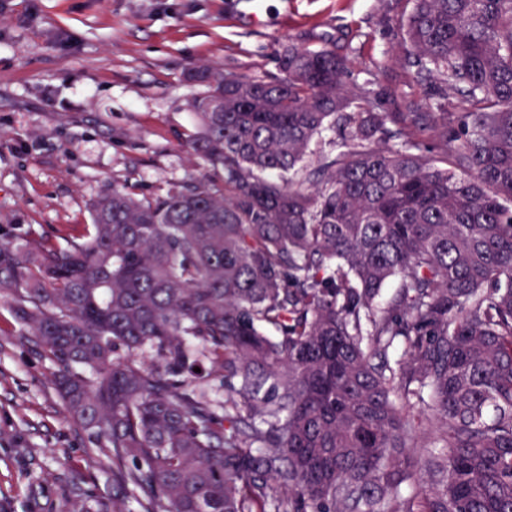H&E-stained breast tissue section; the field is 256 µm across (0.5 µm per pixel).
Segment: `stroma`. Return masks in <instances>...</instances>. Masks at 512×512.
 I'll list each match as a JSON object with an SVG mask.
<instances>
[{
  "instance_id": "1",
  "label": "stroma",
  "mask_w": 512,
  "mask_h": 512,
  "mask_svg": "<svg viewBox=\"0 0 512 512\" xmlns=\"http://www.w3.org/2000/svg\"><path fill=\"white\" fill-rule=\"evenodd\" d=\"M405 0H0V237L65 246L112 187L151 194L205 174L188 141L187 80L205 62L277 73L294 39L335 45L389 111L423 101L396 20ZM53 364L0 298V512H66L80 491L108 502L112 461L66 415Z\"/></svg>"
}]
</instances>
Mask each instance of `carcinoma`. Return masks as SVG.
I'll list each match as a JSON object with an SVG mask.
<instances>
[{
    "label": "carcinoma",
    "mask_w": 512,
    "mask_h": 512,
    "mask_svg": "<svg viewBox=\"0 0 512 512\" xmlns=\"http://www.w3.org/2000/svg\"><path fill=\"white\" fill-rule=\"evenodd\" d=\"M409 4L427 111L330 45L202 64L190 148L223 183L114 187L65 248L0 238V295L118 477L70 512H512V0Z\"/></svg>",
    "instance_id": "1"
}]
</instances>
